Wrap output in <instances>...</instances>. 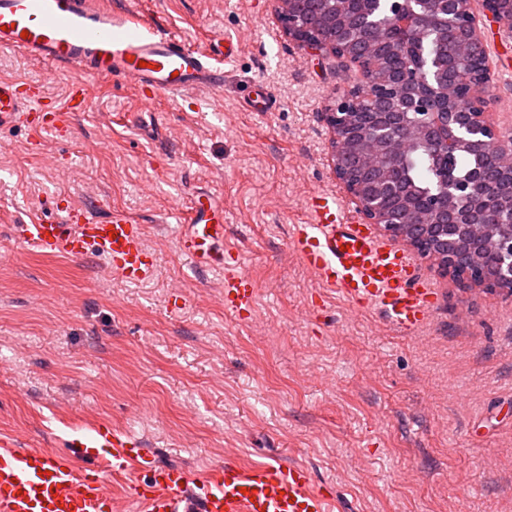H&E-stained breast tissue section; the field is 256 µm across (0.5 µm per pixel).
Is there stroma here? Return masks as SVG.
Masks as SVG:
<instances>
[{
  "label": "stroma",
  "mask_w": 512,
  "mask_h": 512,
  "mask_svg": "<svg viewBox=\"0 0 512 512\" xmlns=\"http://www.w3.org/2000/svg\"><path fill=\"white\" fill-rule=\"evenodd\" d=\"M192 45L239 37L224 87L195 108L92 82L65 137L0 130V435L49 452L106 424L197 475L232 459L288 461L334 482L343 512H512V296L463 288L420 262L436 298L399 331L353 311L298 259L306 197L340 191L320 114L340 60L288 40L275 0H106ZM492 118L512 135V37L484 21ZM64 103L80 73L0 51V77ZM278 100L247 112L239 90ZM224 206V243L258 288L252 320L224 309L219 274L180 246L196 193ZM143 225L156 259L132 286L100 261L46 256L15 225L58 221L71 200Z\"/></svg>",
  "instance_id": "1"
}]
</instances>
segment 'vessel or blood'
<instances>
[{
  "label": "vessel or blood",
  "mask_w": 512,
  "mask_h": 512,
  "mask_svg": "<svg viewBox=\"0 0 512 512\" xmlns=\"http://www.w3.org/2000/svg\"><path fill=\"white\" fill-rule=\"evenodd\" d=\"M0 49L83 74L61 110L46 109L38 87L0 79V129L25 124L62 134L72 113L89 109L90 79L123 80L147 102L160 94L217 90L224 71L213 60L218 55L233 60L239 44L228 38L223 46L201 51L168 30L147 25L136 12L112 10L102 0H0ZM245 104L252 112H270L276 100L258 84ZM305 212L303 223L291 229L290 244L323 286L355 310L380 312L401 330L425 325L434 291L419 277L409 251L375 236L334 193H311ZM18 234L44 253L95 257L130 284L155 271L142 225L122 215L97 219L78 207L61 222L19 225ZM223 239V210L211 197L197 196L181 233L182 248L196 267L222 272L225 310L247 321L256 308V284L239 263L225 261L219 247ZM117 476L134 512L338 508L333 486L315 484L310 468L300 462L243 467L228 461L195 477L185 468L155 462L134 433L105 425L65 440L62 449L51 453L0 436V512H112L108 482Z\"/></svg>",
  "instance_id": "obj_1"
}]
</instances>
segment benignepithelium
Wrapping results in <instances>:
<instances>
[{
  "mask_svg": "<svg viewBox=\"0 0 512 512\" xmlns=\"http://www.w3.org/2000/svg\"><path fill=\"white\" fill-rule=\"evenodd\" d=\"M463 3L458 13L457 28L465 32V37L454 41L453 57L457 63L473 64L487 60L480 29V20L473 12L471 0H442L441 5ZM277 15L283 32L289 40L315 52H326L339 59L349 61L354 74L344 92L336 95L321 113L322 120L329 128L330 163L336 180L349 197L357 204L362 220L376 227L393 240L411 244L402 226L391 222L372 202L366 187L356 182L349 174L345 164L347 151L351 144V129L354 112L361 107L363 100H378L385 103L398 116V121L379 128H365L358 131L360 144L372 147H384L395 151L404 142L412 139L423 140L441 149L448 144V131L457 125L473 134L469 144L480 151L484 147L492 148L500 165L512 172V137L501 134L490 119V88L493 84L491 69L485 66L469 72H457L458 88L470 100L471 108L467 112L448 111V81L442 64H433L424 59L415 63V68L404 75L395 87H378L374 84L368 69L367 56L376 46L369 42L365 45L363 56L352 58L340 50L334 42L328 43L305 35L304 26L295 18L294 0H277ZM408 0H392V10L402 18L401 24L412 25L417 13L407 7ZM483 11L496 19L502 27L512 30V0H482ZM481 192L479 185L458 186L452 182L445 184L442 197L435 203L420 209L421 220L417 225L425 229L434 224L455 225L467 236L480 239L487 234L486 225H498L499 239L494 243V273L488 274L481 263H473L462 276H454V258L438 264L439 270L453 277V280L469 286L496 290L504 284H512V212L507 217L497 213L496 201L485 199L486 207L480 214L469 210L467 204L456 203L454 199Z\"/></svg>",
  "mask_w": 512,
  "mask_h": 512,
  "instance_id": "obj_1",
  "label": "benign epithelium"
}]
</instances>
